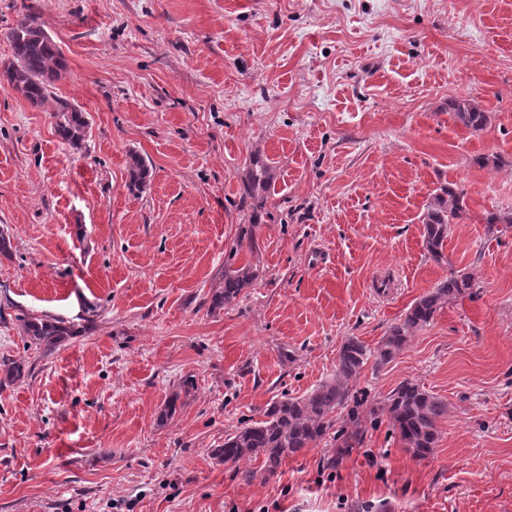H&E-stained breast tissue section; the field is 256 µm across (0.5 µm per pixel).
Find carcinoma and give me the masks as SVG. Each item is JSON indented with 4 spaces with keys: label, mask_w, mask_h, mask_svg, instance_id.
Listing matches in <instances>:
<instances>
[{
    "label": "carcinoma",
    "mask_w": 512,
    "mask_h": 512,
    "mask_svg": "<svg viewBox=\"0 0 512 512\" xmlns=\"http://www.w3.org/2000/svg\"><path fill=\"white\" fill-rule=\"evenodd\" d=\"M14 60L4 68L9 85L34 105L52 96L53 82L65 69L62 53L47 34L40 14L29 12L6 32ZM448 108L456 122L474 133L484 130L490 122L489 113L468 98H454ZM54 128L62 141L75 150L82 149L88 137L90 122L80 106L67 100H56L52 113ZM149 168L139 157H133L129 185L137 192L145 189ZM466 213L464 192L446 184L432 194L423 218V237L430 258L444 261L443 249L448 241V228L458 223ZM488 231L512 229L511 211L486 214ZM256 274L243 266L224 269V285L215 289L211 309L236 306L244 288ZM475 282L465 272H453L448 279L416 299L404 318L392 325L377 347L371 349L356 337L341 345L336 370L308 393L292 397L287 394L269 405L264 419L236 428L224 438V447L215 450L217 459L239 465L257 458L263 459V470L272 476L282 464L303 454L328 435L336 440V453H346L360 446L367 431L360 403L348 410L347 419L337 425L336 410L346 406L351 397V383L359 377L369 360L376 366L391 362L410 342L414 332L429 324L447 302L472 294ZM18 330L25 336L27 347L53 353L68 337L81 333L80 325L60 316L44 313L40 316L20 312L15 315ZM403 444L415 458L430 455L438 441V421L448 412V405L428 393L419 384L406 380L386 398L383 407Z\"/></svg>",
    "instance_id": "1"
}]
</instances>
